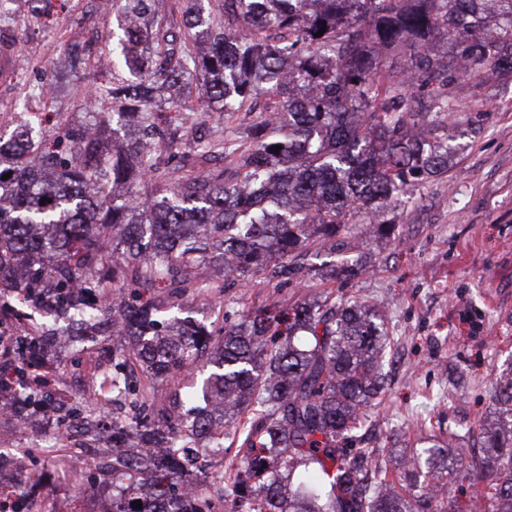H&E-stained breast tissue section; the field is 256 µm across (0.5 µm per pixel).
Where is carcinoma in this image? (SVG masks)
<instances>
[{
  "instance_id": "obj_1",
  "label": "carcinoma",
  "mask_w": 512,
  "mask_h": 512,
  "mask_svg": "<svg viewBox=\"0 0 512 512\" xmlns=\"http://www.w3.org/2000/svg\"><path fill=\"white\" fill-rule=\"evenodd\" d=\"M36 2L32 21L53 29V0ZM199 3L175 0L177 12L160 15L151 0H112L127 19L112 53L69 50L72 68L107 77L89 113L128 118L140 140L109 144L102 124L49 143L26 123L0 130V295L71 313L80 342L112 323L106 391L63 417L79 416L90 438L107 403L122 407L99 464L128 480L112 487L109 512H158L157 500L163 512H512V377L492 383L498 410L480 431L482 456L453 472L448 451L465 456L463 437L428 444L405 474L445 470L448 483L407 497L382 464L347 448L384 383L389 336L375 304L326 295L234 321L172 313L224 292L231 274L282 283L311 273L306 246L345 247L353 220L391 233L385 212L448 170L449 67L429 35L441 29L460 47L456 79L512 72V0H219L218 20ZM496 18V35L482 36ZM383 49L409 53L402 79L380 75ZM195 82L203 108L235 112L264 91L282 99L246 132L215 137L186 117ZM422 92L435 111L415 109ZM192 157L223 165L186 178ZM46 342L31 322L15 343L22 363L0 371V396L54 403L37 361ZM198 371L193 393L151 395ZM236 443L224 473L196 490L210 449ZM18 453L55 459L51 445ZM463 481L471 495L460 507Z\"/></svg>"
}]
</instances>
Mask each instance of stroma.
Returning <instances> with one entry per match:
<instances>
[{"label": "stroma", "mask_w": 512, "mask_h": 512, "mask_svg": "<svg viewBox=\"0 0 512 512\" xmlns=\"http://www.w3.org/2000/svg\"><path fill=\"white\" fill-rule=\"evenodd\" d=\"M58 15L65 31L57 40L19 23L0 32L8 44L0 51V102L24 97L26 83L56 82L67 44L89 41L95 53L111 52L116 12L100 11L97 0H65ZM88 87L74 81L30 102L36 133L49 140L60 134L41 120L44 112L64 113L73 128L85 124ZM452 94L448 171L426 182L415 201L397 203L393 237H379L372 224L355 225L365 272L347 281L279 285L256 276L216 299L232 317L329 292L384 306L394 339L386 389L356 430L355 445L385 461L422 448L423 437L452 431L479 454V431L492 417L491 383L512 369V75L489 66L456 80ZM52 360L61 399L87 400L89 357L60 349ZM39 440V430L18 420L14 399L0 400V442L16 449ZM41 472V485L31 490L35 502L69 495L74 512H104L110 502L111 475L91 482L55 466Z\"/></svg>", "instance_id": "stroma-1"}]
</instances>
